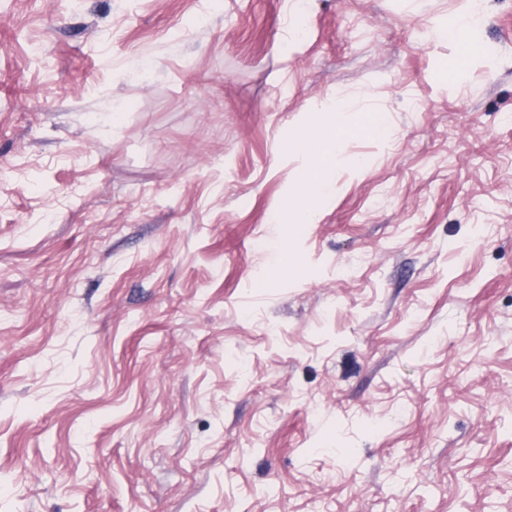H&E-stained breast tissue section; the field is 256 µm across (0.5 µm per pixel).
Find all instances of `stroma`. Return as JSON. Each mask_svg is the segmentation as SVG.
Listing matches in <instances>:
<instances>
[{
    "instance_id": "stroma-1",
    "label": "stroma",
    "mask_w": 512,
    "mask_h": 512,
    "mask_svg": "<svg viewBox=\"0 0 512 512\" xmlns=\"http://www.w3.org/2000/svg\"><path fill=\"white\" fill-rule=\"evenodd\" d=\"M461 3L0 0V512H512V0L447 79ZM333 95L389 135L280 274Z\"/></svg>"
}]
</instances>
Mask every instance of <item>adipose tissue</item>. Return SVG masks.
I'll use <instances>...</instances> for the list:
<instances>
[{
  "mask_svg": "<svg viewBox=\"0 0 512 512\" xmlns=\"http://www.w3.org/2000/svg\"><path fill=\"white\" fill-rule=\"evenodd\" d=\"M343 109L338 97L306 101L302 107L307 118L288 140V150L302 161L301 173L290 184L288 193L273 213L276 224H313L318 220L316 201L334 191L330 175L336 166L344 142L358 133L385 138L388 117L369 115L360 127L339 124L336 114Z\"/></svg>",
  "mask_w": 512,
  "mask_h": 512,
  "instance_id": "adipose-tissue-1",
  "label": "adipose tissue"
}]
</instances>
